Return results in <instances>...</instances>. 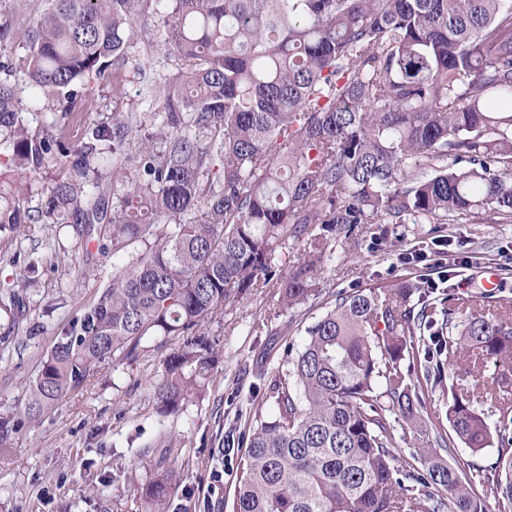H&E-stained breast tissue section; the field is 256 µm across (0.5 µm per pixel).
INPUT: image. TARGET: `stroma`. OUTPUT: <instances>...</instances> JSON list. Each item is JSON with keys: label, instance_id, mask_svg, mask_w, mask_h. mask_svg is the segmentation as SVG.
Returning <instances> with one entry per match:
<instances>
[{"label": "stroma", "instance_id": "obj_1", "mask_svg": "<svg viewBox=\"0 0 512 512\" xmlns=\"http://www.w3.org/2000/svg\"><path fill=\"white\" fill-rule=\"evenodd\" d=\"M447 244L443 268L406 264L403 254ZM318 298L287 310L281 290L255 288L225 306L204 326L224 344L205 396L173 414L160 413L150 384L159 379L175 341L149 348L131 364L104 365L86 386L68 396L40 424L19 435L0 457V512H138L133 488L151 482L161 455V431L179 434L169 457L182 460L181 494L193 512H232L234 471L244 454L257 410L271 406L268 385L299 347L303 329L332 306L338 292L397 279L428 278L437 289L478 294L477 269H495L498 293L512 298V223L457 218L451 224H367L348 239L331 241ZM41 257L26 286L28 316L13 326L0 314V337L9 357L0 360V405L9 406L33 374L51 341V329L93 299L96 276L110 274L116 259L103 254L97 272L85 271L76 238L56 241L51 224L26 225L0 238V290L14 287L16 270ZM65 297H58V290ZM66 307H59V300Z\"/></svg>", "mask_w": 512, "mask_h": 512}]
</instances>
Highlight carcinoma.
I'll use <instances>...</instances> for the list:
<instances>
[{"instance_id": "obj_1", "label": "carcinoma", "mask_w": 512, "mask_h": 512, "mask_svg": "<svg viewBox=\"0 0 512 512\" xmlns=\"http://www.w3.org/2000/svg\"><path fill=\"white\" fill-rule=\"evenodd\" d=\"M25 44L22 0H0V234L73 228L83 257L125 261L53 328L52 345L0 411V455L107 363L178 341L153 385L175 413L202 395L224 346L202 324L252 288L319 295L328 242L360 224L512 222V0H45ZM149 20L177 61L134 67L151 112L66 126L95 88L124 98ZM59 176L29 206L51 164ZM303 246L278 263L284 245ZM96 251H91V247ZM422 281L336 294L272 377L236 468L234 512H487L512 508V299ZM24 289L0 311L22 314ZM437 337L436 358L415 337ZM495 402L488 415L464 379ZM448 382L450 431L428 413ZM424 446L403 457L395 424ZM496 449L482 492L443 453ZM169 467L140 512H169Z\"/></svg>"}]
</instances>
